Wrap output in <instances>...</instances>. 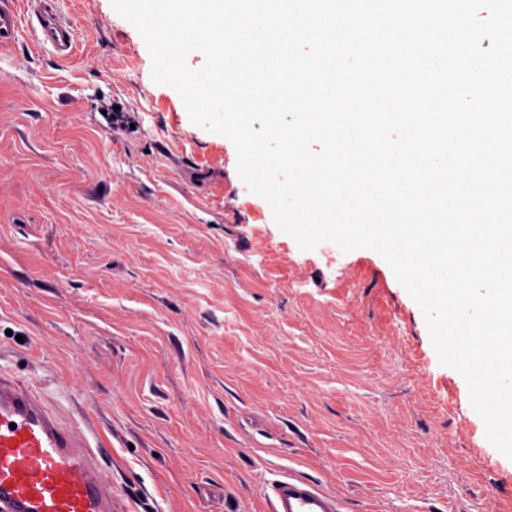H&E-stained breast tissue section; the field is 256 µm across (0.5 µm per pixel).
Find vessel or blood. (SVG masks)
I'll use <instances>...</instances> for the list:
<instances>
[{
	"instance_id": "obj_1",
	"label": "vessel or blood",
	"mask_w": 512,
	"mask_h": 512,
	"mask_svg": "<svg viewBox=\"0 0 512 512\" xmlns=\"http://www.w3.org/2000/svg\"><path fill=\"white\" fill-rule=\"evenodd\" d=\"M45 43L71 51L73 30L53 12L38 15ZM17 0H0V51L17 40ZM272 512H341L337 496L294 479L272 487ZM0 512H112V488L94 452L28 385L0 374Z\"/></svg>"
}]
</instances>
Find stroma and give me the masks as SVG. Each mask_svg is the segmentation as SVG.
Segmentation results:
<instances>
[{"instance_id":"obj_1","label":"stroma","mask_w":512,"mask_h":512,"mask_svg":"<svg viewBox=\"0 0 512 512\" xmlns=\"http://www.w3.org/2000/svg\"><path fill=\"white\" fill-rule=\"evenodd\" d=\"M0 51V373L79 430L116 512H512V460L376 251L301 249L111 0ZM39 6L38 20L44 42L50 44L57 52H71L74 35L71 25L48 11L41 2ZM272 512H341L337 496L292 478L272 486Z\"/></svg>"}]
</instances>
